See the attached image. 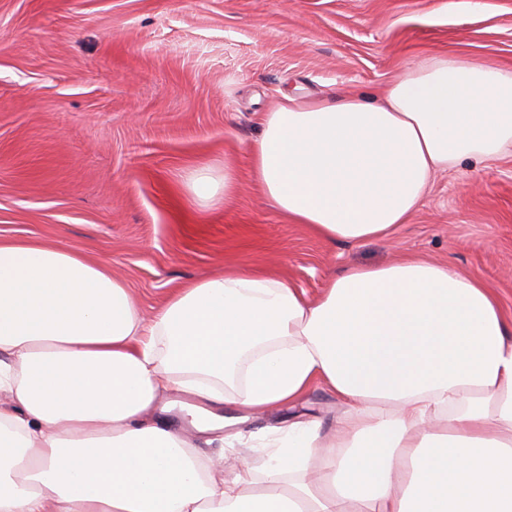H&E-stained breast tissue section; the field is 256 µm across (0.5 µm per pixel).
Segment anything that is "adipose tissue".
<instances>
[{"label":"adipose tissue","instance_id":"adipose-tissue-1","mask_svg":"<svg viewBox=\"0 0 512 512\" xmlns=\"http://www.w3.org/2000/svg\"><path fill=\"white\" fill-rule=\"evenodd\" d=\"M251 173L323 240L388 236L434 176L512 153V67L408 65L382 100L284 97ZM273 461L234 472L185 447L163 395L260 413L312 387ZM0 512H512V321L476 274L406 256L309 297L242 266L172 289L144 317L108 263L0 240Z\"/></svg>","mask_w":512,"mask_h":512}]
</instances>
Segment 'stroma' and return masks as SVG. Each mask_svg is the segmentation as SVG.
Wrapping results in <instances>:
<instances>
[{
	"mask_svg": "<svg viewBox=\"0 0 512 512\" xmlns=\"http://www.w3.org/2000/svg\"><path fill=\"white\" fill-rule=\"evenodd\" d=\"M461 54L512 67V0H0V238L107 262L143 314L166 290L249 266L317 295L350 265L407 255L482 275L512 320V155L439 174L389 238L329 243L272 209L251 176L259 118L282 94L380 95L411 62ZM237 172L201 205L187 174ZM166 418L225 471L247 437L304 413L336 429L335 397L241 421L244 441Z\"/></svg>",
	"mask_w": 512,
	"mask_h": 512,
	"instance_id": "1",
	"label": "stroma"
}]
</instances>
